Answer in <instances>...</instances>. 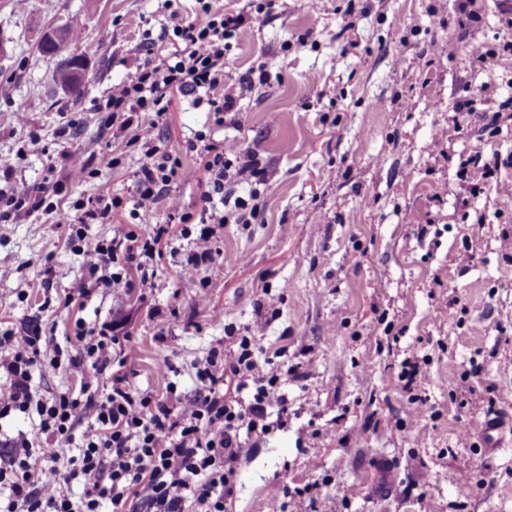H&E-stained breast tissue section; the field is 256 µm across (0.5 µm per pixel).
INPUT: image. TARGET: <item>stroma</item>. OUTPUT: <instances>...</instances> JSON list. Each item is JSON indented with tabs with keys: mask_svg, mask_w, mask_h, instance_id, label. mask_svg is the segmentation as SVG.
<instances>
[{
	"mask_svg": "<svg viewBox=\"0 0 512 512\" xmlns=\"http://www.w3.org/2000/svg\"><path fill=\"white\" fill-rule=\"evenodd\" d=\"M291 0L245 24L224 59V87L265 64V84L245 93L217 131L259 164L260 177L226 182L256 216L215 228L204 281L180 271L200 232L203 164L187 151L212 127L209 113L173 94L156 143L182 163L173 225L152 260V291L97 289L67 302L80 258L68 224L37 213L0 221V333L38 326L49 347L69 349L76 321L111 326L137 350L125 371L144 392L192 396L193 363L256 332L288 394V413L243 438L225 512H512V57L485 68L472 47L512 42V0ZM193 0H0V156L14 179L59 185L61 211L100 187L126 202L87 235L124 242L145 224L128 204L140 150L103 126L114 84L146 53L173 48L172 12ZM63 26L88 62L80 96L59 90L44 33ZM474 112H459L466 91ZM498 157L490 186L470 194L461 164ZM119 165H112V158ZM92 166L93 176L78 172ZM425 373L409 414L401 363ZM170 370H163V363ZM506 423L501 448L481 429Z\"/></svg>",
	"mask_w": 512,
	"mask_h": 512,
	"instance_id": "35a3bbf8",
	"label": "stroma"
}]
</instances>
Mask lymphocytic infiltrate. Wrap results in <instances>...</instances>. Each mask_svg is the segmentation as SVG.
Masks as SVG:
<instances>
[{"mask_svg":"<svg viewBox=\"0 0 512 512\" xmlns=\"http://www.w3.org/2000/svg\"><path fill=\"white\" fill-rule=\"evenodd\" d=\"M245 22L244 14L225 11L218 0H197L194 19L173 28L174 52L159 61L145 58L132 78L113 85L102 109L120 129H133L132 140L144 155L136 174V215L149 217L156 204L170 196L178 175L177 159L155 143L172 92L192 96L195 106L205 107L220 129L225 113L237 111L240 93L254 87L255 73L250 70L241 75L237 91L224 89L227 41ZM188 149L203 162L205 205L199 221L204 228L182 273L200 280L212 259L208 227L225 221L223 211L211 201L224 194L230 157L237 154L238 146L201 133ZM14 168L11 159L0 158V176L10 182L8 188H0V213L21 221L53 210L57 189L14 183ZM166 232L163 226L150 227L132 235L121 250L80 237L77 251L82 267L69 299L87 298L95 288L124 290L135 285L148 291L154 272L147 260ZM127 264L136 268L137 281L127 279L123 271ZM75 338L79 354L46 359L38 328L0 336V371L10 379L9 388L0 392V418L15 411L39 418L36 442H23L8 458H0V488L9 491L0 512H100L106 501L112 512H124L134 487L141 483L147 488L141 512H224L234 494L231 464L242 436L268 430L269 406L288 407V395L277 375L264 372L258 362L255 338L241 337L237 349L216 348L196 360L199 389L190 399L173 392L164 397L144 393L128 374L111 373L112 347L118 339L109 326L94 329L77 323ZM36 366L45 374L65 371L80 376V396L64 391L48 400L41 398L30 384ZM106 372L112 384L102 394L97 384ZM243 392L248 393V401L240 400ZM85 409L93 410L95 419L79 432L75 423ZM60 460L65 468H57ZM74 482L83 489L76 500L63 491Z\"/></svg>","mask_w":512,"mask_h":512,"instance_id":"1","label":"lymphocytic infiltrate"}]
</instances>
